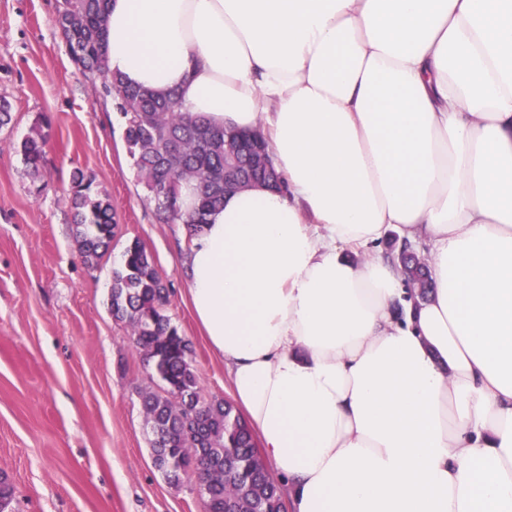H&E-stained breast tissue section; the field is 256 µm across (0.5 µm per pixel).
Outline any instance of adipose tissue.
<instances>
[{
  "label": "adipose tissue",
  "mask_w": 512,
  "mask_h": 512,
  "mask_svg": "<svg viewBox=\"0 0 512 512\" xmlns=\"http://www.w3.org/2000/svg\"><path fill=\"white\" fill-rule=\"evenodd\" d=\"M105 56L285 177L184 266L293 512H512V0H108Z\"/></svg>",
  "instance_id": "ef3b65f1"
}]
</instances>
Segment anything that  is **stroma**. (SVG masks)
I'll list each match as a JSON object with an SVG mask.
<instances>
[{
  "label": "stroma",
  "instance_id": "stroma-1",
  "mask_svg": "<svg viewBox=\"0 0 512 512\" xmlns=\"http://www.w3.org/2000/svg\"><path fill=\"white\" fill-rule=\"evenodd\" d=\"M59 0H0V473L14 512H204L191 483L153 464L140 394L158 380L110 311L112 270L139 238L169 290L167 313L192 343L203 398L231 399L223 362L192 314L182 222L162 223L137 179L123 121L100 82L71 60ZM49 118L42 190L20 143ZM106 191L120 225L108 253L84 263L73 238L74 170Z\"/></svg>",
  "mask_w": 512,
  "mask_h": 512
}]
</instances>
